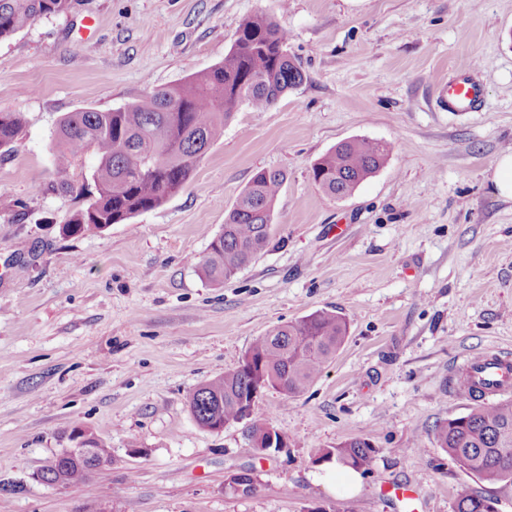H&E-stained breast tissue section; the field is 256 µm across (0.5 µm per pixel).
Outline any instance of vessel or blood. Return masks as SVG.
<instances>
[{
    "mask_svg": "<svg viewBox=\"0 0 512 512\" xmlns=\"http://www.w3.org/2000/svg\"><path fill=\"white\" fill-rule=\"evenodd\" d=\"M472 66L459 69L457 75L438 90L437 100L448 112H475L484 101L483 89L471 73ZM452 387L462 388L464 395L483 393L485 397L512 395V354L486 349L468 356L451 377Z\"/></svg>",
    "mask_w": 512,
    "mask_h": 512,
    "instance_id": "vessel-or-blood-1",
    "label": "vessel or blood"
}]
</instances>
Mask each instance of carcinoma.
Wrapping results in <instances>:
<instances>
[{
    "mask_svg": "<svg viewBox=\"0 0 512 512\" xmlns=\"http://www.w3.org/2000/svg\"><path fill=\"white\" fill-rule=\"evenodd\" d=\"M72 0H0V39L42 17L70 10ZM304 80L288 54V33L265 16L239 26L224 62L190 79L155 88L140 99L107 111L68 112L55 133L60 185L73 159L86 149L98 156L91 179L95 193L74 213L65 232L73 235L121 224L162 206L188 183L197 162L224 137V126L243 106L264 111ZM18 112L0 111V152L14 149L22 132ZM390 154L388 143L365 138L342 141L312 165V179L326 194L350 196L375 174ZM286 181L281 170L254 173L227 214L224 226L200 261V272L221 282L249 263L269 243L274 205ZM348 335V321L335 311L317 310L257 338L244 363L194 388L190 411L202 427L213 421H241L242 404L266 386L291 396L303 393L332 360ZM249 436L266 439L271 423L254 413L246 418ZM440 448L466 472L489 484L512 483V399L487 404L475 399L470 411L437 431ZM374 449L364 438L314 449V462L367 470ZM87 476L84 463L67 460L48 476L67 486ZM454 512H493V501L462 485Z\"/></svg>",
    "mask_w": 512,
    "mask_h": 512,
    "instance_id": "1",
    "label": "carcinoma"
}]
</instances>
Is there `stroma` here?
Instances as JSON below:
<instances>
[{
    "label": "stroma",
    "instance_id": "obj_1",
    "mask_svg": "<svg viewBox=\"0 0 512 512\" xmlns=\"http://www.w3.org/2000/svg\"><path fill=\"white\" fill-rule=\"evenodd\" d=\"M271 17L304 81L263 112L241 108L162 207L62 234L95 188L85 150L57 184L66 113L106 111L223 62L239 25ZM474 66L479 112H446L441 84ZM0 110L23 130L0 155V512H454L460 485L512 512L440 448L471 403L450 379L474 351L512 352V201L487 176L512 149V0H73L0 40ZM389 142L345 198L313 163L352 138ZM260 168L283 170L269 245L214 284L199 263ZM349 333L302 394L261 391L288 437L258 454L245 423L199 427L190 390L239 367L260 336L316 310ZM111 451L64 487L36 474L74 428ZM368 439L358 491H329L313 451ZM251 471L231 496L226 479Z\"/></svg>",
    "mask_w": 512,
    "mask_h": 512
}]
</instances>
